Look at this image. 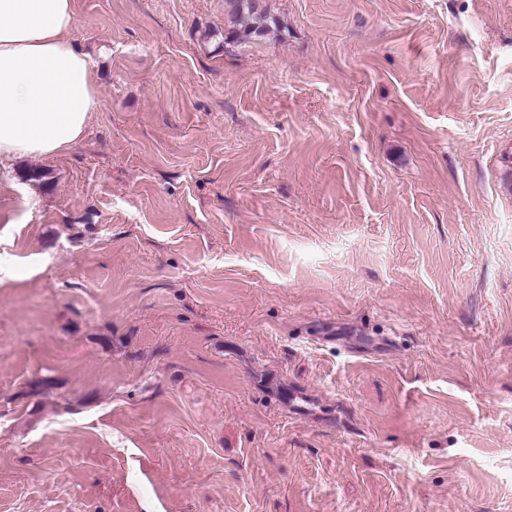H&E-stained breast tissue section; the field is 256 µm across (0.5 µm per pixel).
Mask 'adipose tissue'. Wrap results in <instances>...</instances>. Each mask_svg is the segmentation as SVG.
Segmentation results:
<instances>
[{"mask_svg": "<svg viewBox=\"0 0 512 512\" xmlns=\"http://www.w3.org/2000/svg\"><path fill=\"white\" fill-rule=\"evenodd\" d=\"M73 0H0V167L76 145L100 105Z\"/></svg>", "mask_w": 512, "mask_h": 512, "instance_id": "obj_1", "label": "adipose tissue"}]
</instances>
